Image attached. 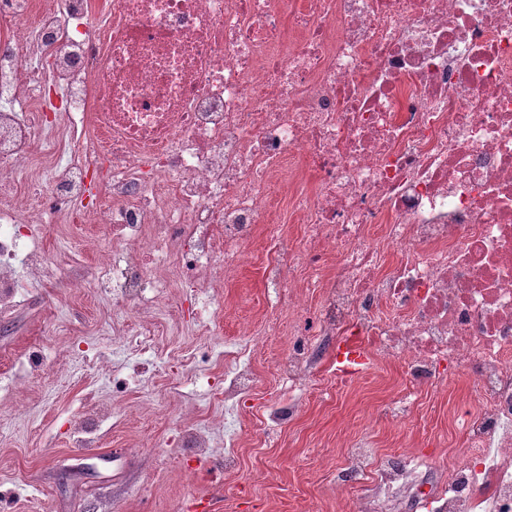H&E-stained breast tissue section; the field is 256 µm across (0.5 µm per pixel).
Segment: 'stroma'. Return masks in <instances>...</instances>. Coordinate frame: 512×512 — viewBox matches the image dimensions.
I'll list each match as a JSON object with an SVG mask.
<instances>
[{"mask_svg": "<svg viewBox=\"0 0 512 512\" xmlns=\"http://www.w3.org/2000/svg\"><path fill=\"white\" fill-rule=\"evenodd\" d=\"M64 209L44 201L34 239L51 261L0 310V494L11 495L12 512H187L194 495L213 512H353L358 488L337 498L334 476L359 434L380 457L412 448L435 468L455 461L461 436L452 412L475 399L466 382L450 378L424 390L404 423L386 413L400 389L398 365L377 361L340 382L330 348L315 369L324 397H304L293 420L268 429L265 408L288 397L272 359L290 343L272 336L242 408L239 465L225 470L224 402L193 391L192 382L205 375L222 383L225 340L236 337L241 321L264 324V244L218 288L221 311L205 333L192 320L191 290L177 281L164 300L138 311L113 305L111 289L96 281L112 262L111 225L59 222ZM133 318L151 330V352L116 342ZM173 386L179 397H170ZM112 406L119 418L95 447H80L75 422ZM187 428L207 434L206 456L183 447Z\"/></svg>", "mask_w": 512, "mask_h": 512, "instance_id": "stroma-1", "label": "stroma"}]
</instances>
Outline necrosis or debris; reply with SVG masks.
<instances>
[{"mask_svg":"<svg viewBox=\"0 0 512 512\" xmlns=\"http://www.w3.org/2000/svg\"><path fill=\"white\" fill-rule=\"evenodd\" d=\"M28 184L111 224L115 304L175 278L202 327L212 280L269 225L266 330L306 342L266 423L296 413L319 343L357 337L402 367L393 418L450 373L479 406L456 414L452 466L377 463L363 439L337 492L371 480L360 512H512V0H0L1 308L48 263ZM279 194L299 237L271 224ZM261 333L224 343L229 470Z\"/></svg>","mask_w":512,"mask_h":512,"instance_id":"1","label":"necrosis or debris"}]
</instances>
